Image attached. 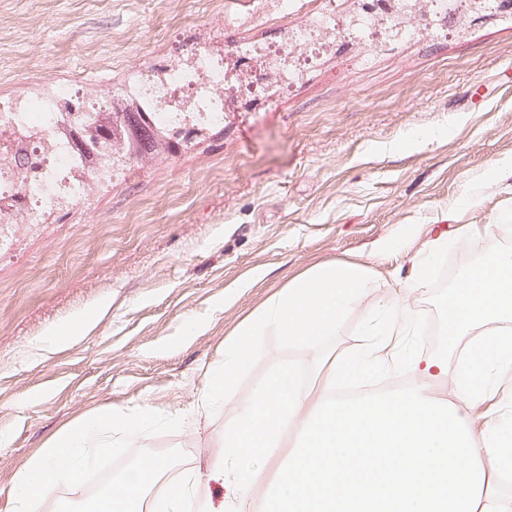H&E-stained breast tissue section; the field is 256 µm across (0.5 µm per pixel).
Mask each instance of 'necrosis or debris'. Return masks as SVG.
<instances>
[{"mask_svg": "<svg viewBox=\"0 0 512 512\" xmlns=\"http://www.w3.org/2000/svg\"><path fill=\"white\" fill-rule=\"evenodd\" d=\"M227 67L206 48L174 61L163 79L144 76L122 89L163 128L224 121ZM112 122L105 103L78 84H61L39 102L0 98V225L36 224L61 201L78 202L111 179L97 147L77 150L73 135Z\"/></svg>", "mask_w": 512, "mask_h": 512, "instance_id": "obj_1", "label": "necrosis or debris"}]
</instances>
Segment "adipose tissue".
<instances>
[{"label": "adipose tissue", "mask_w": 512, "mask_h": 512, "mask_svg": "<svg viewBox=\"0 0 512 512\" xmlns=\"http://www.w3.org/2000/svg\"><path fill=\"white\" fill-rule=\"evenodd\" d=\"M370 281V268L361 264L315 266L251 315L239 333L274 330L303 342L335 335ZM447 311L450 336L489 327L458 367L456 403L435 401L424 387L447 373L439 358L412 361L421 379L413 388L362 400L336 395L338 384L373 375L394 360L390 338L410 318L399 304H386L373 330L377 342L334 359L314 402H307L291 370L280 369L241 408L237 421L225 426L224 453L199 479L173 482L162 496H150V479L167 463L148 460L123 473L88 512H224L206 484L226 482L240 493L271 459L277 475L266 483L257 512H501L483 501L482 492L512 470V422L477 431L468 425L465 408L490 392L494 377L512 370V252L491 251L483 275L462 274ZM243 357L241 347L230 345L222 362L206 368L201 408L231 397ZM150 418L147 410L130 415L110 407L57 435L15 472L13 512H40L51 492L77 483L101 454L119 449ZM295 420L299 439L281 454L282 436Z\"/></svg>", "instance_id": "obj_1"}]
</instances>
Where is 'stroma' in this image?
Instances as JSON below:
<instances>
[{
    "label": "stroma",
    "mask_w": 512,
    "mask_h": 512,
    "mask_svg": "<svg viewBox=\"0 0 512 512\" xmlns=\"http://www.w3.org/2000/svg\"><path fill=\"white\" fill-rule=\"evenodd\" d=\"M359 0H296L253 11L250 0H0V96H41L86 83L99 100L136 74L156 73L198 47L233 63L245 40L283 46L325 9L324 35L300 82L238 96L220 126L134 162L89 198L40 224L12 228L0 253V512L14 473L74 420L105 406L152 420L100 456L84 484L57 488L42 512H79L84 492L142 458L187 477L224 452V426L276 371L300 365L307 398L329 355L356 353L384 303L415 320L411 358L463 357L428 334L447 319V290L421 283L417 258L460 265L512 249V14L462 0L455 28L430 15L421 34L360 44L346 28ZM369 264L372 288L336 335L294 342L246 337L234 394L197 414L208 365L235 328L288 282L325 262ZM72 343L53 338L78 320ZM184 415L182 425L171 424ZM481 428L512 419V371L469 406Z\"/></svg>",
    "instance_id": "35a3bbf8"
}]
</instances>
